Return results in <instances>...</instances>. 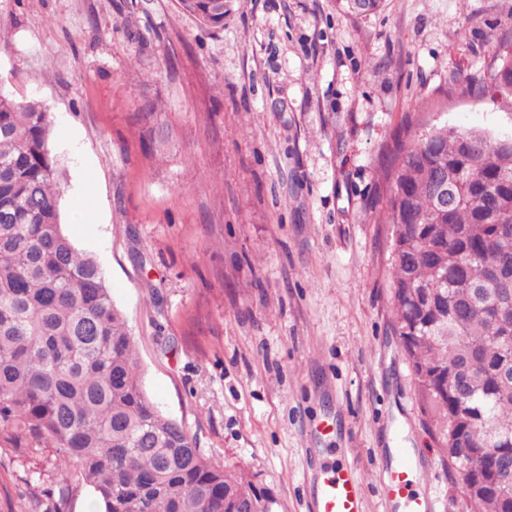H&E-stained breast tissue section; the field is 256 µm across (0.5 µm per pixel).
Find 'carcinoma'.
I'll use <instances>...</instances> for the list:
<instances>
[{
    "label": "carcinoma",
    "instance_id": "1",
    "mask_svg": "<svg viewBox=\"0 0 512 512\" xmlns=\"http://www.w3.org/2000/svg\"><path fill=\"white\" fill-rule=\"evenodd\" d=\"M178 4L224 27L212 0ZM483 80L512 91V60ZM51 124L41 103L0 93V445L20 457L55 450V512L74 474L102 512H237L241 499L269 512L144 392L104 272L61 223ZM440 176L457 195L446 210ZM382 190L393 328L421 415L462 512H512L489 477L512 462V139L446 127L398 139ZM461 381L468 420L452 396Z\"/></svg>",
    "mask_w": 512,
    "mask_h": 512
}]
</instances>
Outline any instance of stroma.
I'll list each match as a JSON object with an SVG mask.
<instances>
[{"mask_svg": "<svg viewBox=\"0 0 512 512\" xmlns=\"http://www.w3.org/2000/svg\"><path fill=\"white\" fill-rule=\"evenodd\" d=\"M0 92L52 115L61 219L103 268L147 395L271 512H313L330 466L380 475L414 449L415 493L461 512L393 331L394 140L512 137V0H0ZM54 449L0 447V512H36ZM180 8L196 15L204 24L213 28H223L224 12L215 14L212 0H178Z\"/></svg>", "mask_w": 512, "mask_h": 512, "instance_id": "obj_1", "label": "stroma"}]
</instances>
